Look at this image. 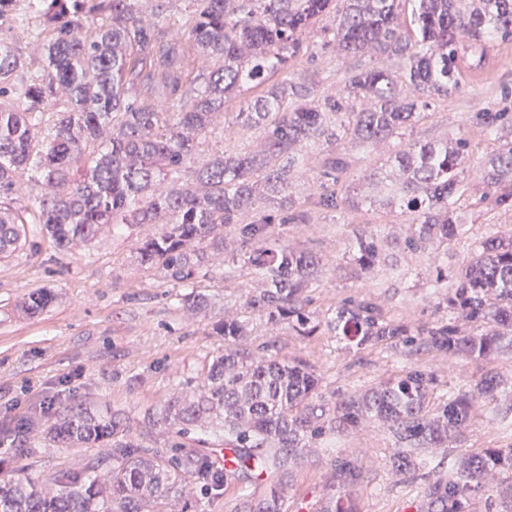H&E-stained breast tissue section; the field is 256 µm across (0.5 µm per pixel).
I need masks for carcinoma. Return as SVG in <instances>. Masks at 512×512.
<instances>
[{
    "mask_svg": "<svg viewBox=\"0 0 512 512\" xmlns=\"http://www.w3.org/2000/svg\"><path fill=\"white\" fill-rule=\"evenodd\" d=\"M141 0H0V260L27 244L26 227L58 250L91 242L103 227L156 224L135 244L142 266L190 289L181 303L207 310L211 298L195 289L198 276L224 254V227L237 225L239 260L264 283L244 307L268 324L313 336L320 323L307 309L319 280L320 258L280 243L274 224H306L304 201L292 195L303 153L326 145L323 176L331 181L314 204L356 210L369 204L397 211L410 224L409 248L451 243L465 219L464 166L470 139L413 143L392 165L372 169L381 195L366 198L339 187L348 167L340 146L367 147L404 133L439 103L455 96L466 70L481 74L489 46L512 44V0H342L321 48L346 56L385 55L402 72L376 67L349 70L337 92L311 98L303 82L280 80L301 57L314 61L310 34L330 15L334 0H188L192 9L174 34L167 8L155 0L145 18ZM22 28L43 62L23 59L12 33ZM209 62L193 74L189 50ZM486 107L474 122L492 141L482 157L484 190L472 203L478 214L512 213V113L500 108L509 92L479 80ZM253 93L227 119L226 103ZM235 126L258 132L253 149L205 153L209 135ZM38 187L34 209L16 203L20 180ZM251 221L242 223V216ZM361 267L375 264L376 240L361 233L350 246ZM48 288L21 305L29 315L55 301ZM448 311L473 325H415L385 317L372 303L345 299L328 325L347 346L422 348L449 356L486 357L512 345V229L475 242L448 293ZM248 326L244 313H226L213 325L224 350L212 356L202 383L172 394L148 414L185 438L199 428L214 433L231 455L219 460L203 449L174 444L163 456L112 440V416L83 407L58 413L47 426L49 445L98 448L76 469L41 479L25 475L0 482V512H198L192 485L215 494L230 480L271 478L264 495H244V512H284L288 471L299 451L339 430L376 419L396 437L392 468L410 471L409 449L441 448L465 430L477 401L496 397L501 381L483 375L429 414L434 377L409 369L360 393L343 396L333 411L316 403L320 382L302 360H279L234 348ZM112 467L100 473L106 460ZM512 477V448H487L462 460L448 480L427 486L420 512H466L487 480ZM358 472L337 464L344 486Z\"/></svg>",
    "mask_w": 512,
    "mask_h": 512,
    "instance_id": "1",
    "label": "carcinoma"
}]
</instances>
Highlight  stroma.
<instances>
[{"mask_svg": "<svg viewBox=\"0 0 512 512\" xmlns=\"http://www.w3.org/2000/svg\"><path fill=\"white\" fill-rule=\"evenodd\" d=\"M473 83L470 75H463L458 98L440 103L404 135L366 149L351 148L346 185L375 195L370 170L385 166L407 144L464 134L473 145L465 175L468 192L480 194L484 186L476 170L488 140L472 122L473 112L484 105L473 95ZM511 228L512 215L500 213L466 225L464 238L457 242L410 249L404 245L408 226L398 213L315 209L309 223L278 224L274 231L284 243L321 257L324 273L308 292L317 317H329L340 301L354 297L371 301L385 317L433 325L449 318L448 290L437 285V271L456 279L474 240ZM155 231L152 224L120 233L107 228L94 241L75 243L66 251L38 239L0 261V415L28 417L48 399L58 411L79 404L115 412L120 417L117 439L171 454L172 434L161 425L146 427L145 411L168 399L174 388L201 376L212 354L224 346L223 337L212 331L218 315L227 308L242 309L247 293L258 290L259 283L233 260L239 244L233 227H225L224 266L200 277L197 284L213 306L188 315L179 304L183 288L133 257L136 239ZM359 233L378 239L380 260L367 269L349 252ZM44 288L54 291V303L39 314L19 315L18 301ZM240 345L256 355L306 361L315 369L321 400L328 405L411 368L434 375L429 402L433 409L486 373H495L501 381L496 398L479 403L469 427L449 441L447 450L417 449L416 467L407 473L392 469L395 440L376 424L317 440L291 470L286 512H314L318 501L337 491L353 512H404L407 506H419L428 483L447 477L450 464L486 448H512V350L477 360L383 346L357 349L347 347L330 328L312 337L285 326L274 332L255 314ZM85 454L82 448L48 446L40 431L5 439L0 441V479L21 471L38 476L73 466ZM341 459L358 466V483L338 485L335 469Z\"/></svg>", "mask_w": 512, "mask_h": 512, "instance_id": "35a3bbf8", "label": "stroma"}]
</instances>
